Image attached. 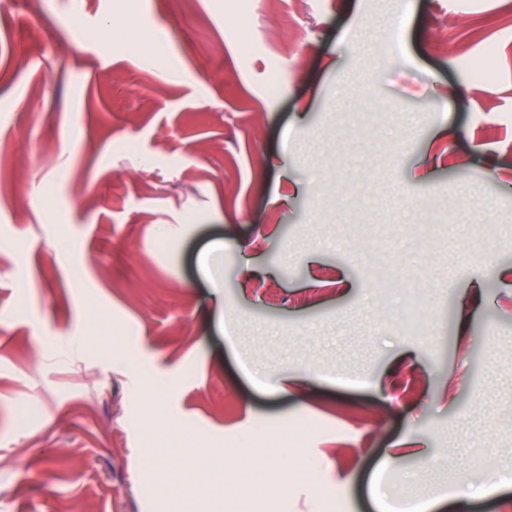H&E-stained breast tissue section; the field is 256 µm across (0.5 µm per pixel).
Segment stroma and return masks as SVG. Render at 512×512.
Wrapping results in <instances>:
<instances>
[{"instance_id":"35a3bbf8","label":"stroma","mask_w":512,"mask_h":512,"mask_svg":"<svg viewBox=\"0 0 512 512\" xmlns=\"http://www.w3.org/2000/svg\"><path fill=\"white\" fill-rule=\"evenodd\" d=\"M195 2L0 0V512H512V0Z\"/></svg>"}]
</instances>
